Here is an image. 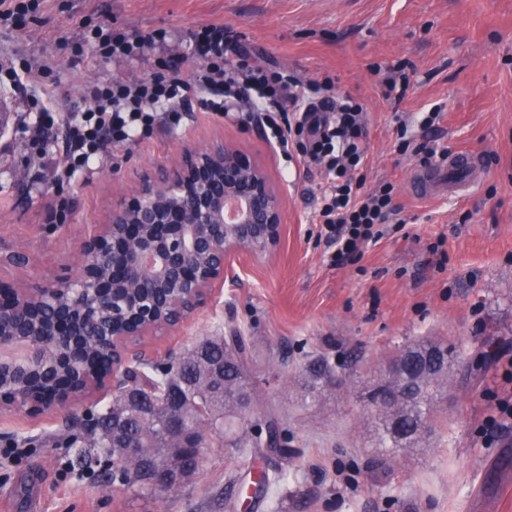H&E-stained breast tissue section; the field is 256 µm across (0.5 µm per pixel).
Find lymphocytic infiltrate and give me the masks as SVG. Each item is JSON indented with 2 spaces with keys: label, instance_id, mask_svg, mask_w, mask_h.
<instances>
[{
  "label": "lymphocytic infiltrate",
  "instance_id": "f902f5d3",
  "mask_svg": "<svg viewBox=\"0 0 512 512\" xmlns=\"http://www.w3.org/2000/svg\"><path fill=\"white\" fill-rule=\"evenodd\" d=\"M90 37L107 59H131L145 48L162 47V30L126 33L94 26ZM191 48L202 59L198 70L182 74L171 61L136 81H112L95 89L91 107L65 113L62 122V163L59 177L76 180L92 172L105 155L127 150L157 131L176 129L190 92L201 95L205 110L261 127L286 159L301 157L324 172L318 234L331 265L340 266L362 255L388 232L404 228L394 204L393 183L366 185L367 142L363 106L351 96L332 95L331 77L302 81L282 68L259 64L247 54L227 59L229 41L220 24L210 23L192 36ZM440 118L432 107L419 122L416 137L406 122L397 127L400 152L430 163L440 149L426 133Z\"/></svg>",
  "mask_w": 512,
  "mask_h": 512
}]
</instances>
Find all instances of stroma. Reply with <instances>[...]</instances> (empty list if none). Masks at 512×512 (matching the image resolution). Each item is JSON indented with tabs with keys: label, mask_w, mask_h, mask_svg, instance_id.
Masks as SVG:
<instances>
[{
	"label": "stroma",
	"mask_w": 512,
	"mask_h": 512,
	"mask_svg": "<svg viewBox=\"0 0 512 512\" xmlns=\"http://www.w3.org/2000/svg\"><path fill=\"white\" fill-rule=\"evenodd\" d=\"M23 21L22 35L0 27V60L45 67L50 105L60 112L88 107L101 81L149 76L162 56L193 73L201 60L189 48L191 33L220 23L252 59L304 81L332 76L367 113V182L394 183L406 226L336 268L311 222L323 174L300 177L302 162L285 160L259 129L205 111L193 97L181 130L155 134L58 187V156H39L17 128L24 98L0 100L8 127L0 136V237L25 248L48 275L75 269L80 238L139 175L181 147L233 142L281 191L274 253L236 255L235 285L179 332L145 340L161 357L231 325L249 336L250 374L294 451L286 461L256 459L255 469L280 480L254 512H512V423L485 425L496 398L512 397L496 359L512 351V0H42ZM99 23L162 29L171 39L165 51L112 62L81 38L84 26ZM400 65L409 88L401 101L385 100L379 74ZM435 104L443 108L440 145L478 153L482 178L464 197L421 201L408 194L418 161L398 152L395 120ZM36 173L40 193L30 188ZM423 340L455 355L448 394L416 447L382 456L374 419L355 393L399 349ZM319 357L337 381L313 400L307 366ZM69 439L64 418L0 416V447L26 451L18 464L0 458V512H227L225 501L247 496L250 480L221 444L202 449L200 472L182 491L142 497L73 469Z\"/></svg>",
	"instance_id": "1"
}]
</instances>
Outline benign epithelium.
<instances>
[{
	"mask_svg": "<svg viewBox=\"0 0 512 512\" xmlns=\"http://www.w3.org/2000/svg\"><path fill=\"white\" fill-rule=\"evenodd\" d=\"M282 231V197L264 169L216 139L184 146L171 164L139 176L81 240L73 276L49 279L29 252L0 240V265L20 274L0 279V412L47 420L104 391L139 408L144 396L130 372L171 360L183 366L197 354L192 348L160 361L144 339L195 317L225 279H238L229 276L234 254L266 258ZM414 352L388 364L394 385L375 400L393 428L407 399L399 382L417 368ZM178 402L171 395L164 403L165 447L180 466L154 460L148 481L157 488L188 484L200 463L196 431L180 420ZM122 467L118 481L143 467L135 449H112V471Z\"/></svg>",
	"mask_w": 512,
	"mask_h": 512,
	"instance_id": "1",
	"label": "benign epithelium"
}]
</instances>
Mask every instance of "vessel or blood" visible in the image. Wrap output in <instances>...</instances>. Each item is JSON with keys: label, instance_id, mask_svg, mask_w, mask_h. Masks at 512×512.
Segmentation results:
<instances>
[{"label": "vessel or blood", "instance_id": "1", "mask_svg": "<svg viewBox=\"0 0 512 512\" xmlns=\"http://www.w3.org/2000/svg\"><path fill=\"white\" fill-rule=\"evenodd\" d=\"M481 169L475 155L457 150L434 163L416 167L410 177V194L419 200H436L472 190L480 182Z\"/></svg>", "mask_w": 512, "mask_h": 512}]
</instances>
